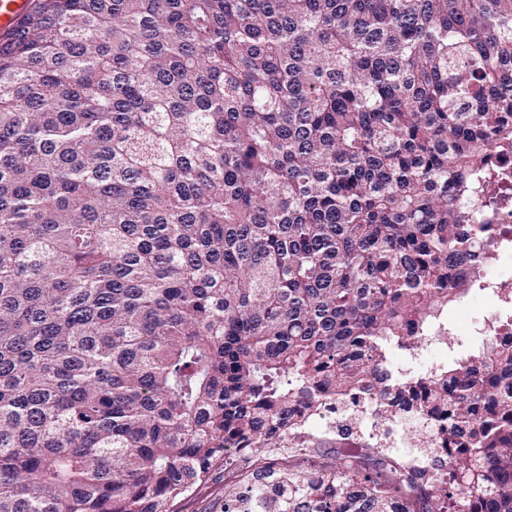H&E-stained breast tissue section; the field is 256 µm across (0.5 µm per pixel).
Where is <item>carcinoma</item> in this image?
<instances>
[{
  "mask_svg": "<svg viewBox=\"0 0 512 512\" xmlns=\"http://www.w3.org/2000/svg\"><path fill=\"white\" fill-rule=\"evenodd\" d=\"M512 138V0H34L0 40V512H173L297 399L429 410L512 512V352L398 378ZM373 456L224 512H393Z\"/></svg>",
  "mask_w": 512,
  "mask_h": 512,
  "instance_id": "carcinoma-1",
  "label": "carcinoma"
}]
</instances>
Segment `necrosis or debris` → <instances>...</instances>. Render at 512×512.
<instances>
[{"mask_svg": "<svg viewBox=\"0 0 512 512\" xmlns=\"http://www.w3.org/2000/svg\"><path fill=\"white\" fill-rule=\"evenodd\" d=\"M494 176L485 184L482 199L469 201L475 218L476 244L486 262L473 286L488 304L487 312L472 316L464 333L480 339L481 348L512 347V140L495 143L488 159ZM298 417L286 429L280 468L296 465L297 457L322 440H340L345 459L355 464L370 448L387 447L382 459L387 477L422 472L414 449L426 443L437 455L448 453V433L428 417L412 419L398 412L386 420L376 416V403L367 395L351 393L317 408L295 404Z\"/></svg>", "mask_w": 512, "mask_h": 512, "instance_id": "necrosis-or-debris-1", "label": "necrosis or debris"}]
</instances>
